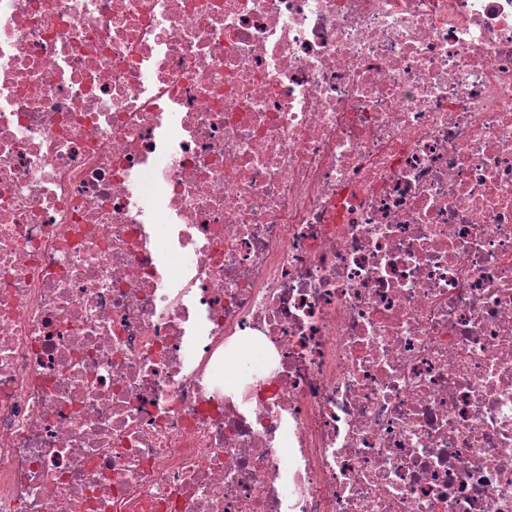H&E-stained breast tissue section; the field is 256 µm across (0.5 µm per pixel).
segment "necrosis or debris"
<instances>
[{
	"label": "necrosis or debris",
	"instance_id": "4bbe7bcc",
	"mask_svg": "<svg viewBox=\"0 0 512 512\" xmlns=\"http://www.w3.org/2000/svg\"><path fill=\"white\" fill-rule=\"evenodd\" d=\"M0 512H512V0H0Z\"/></svg>",
	"mask_w": 512,
	"mask_h": 512
}]
</instances>
